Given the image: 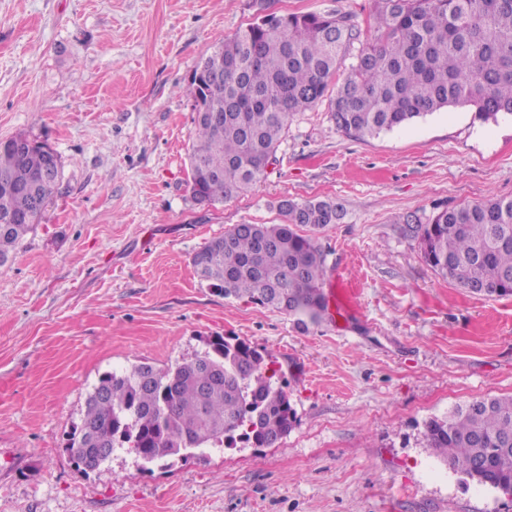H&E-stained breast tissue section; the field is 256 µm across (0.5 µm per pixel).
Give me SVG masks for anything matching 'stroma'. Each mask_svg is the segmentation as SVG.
Returning <instances> with one entry per match:
<instances>
[{
	"label": "stroma",
	"mask_w": 512,
	"mask_h": 512,
	"mask_svg": "<svg viewBox=\"0 0 512 512\" xmlns=\"http://www.w3.org/2000/svg\"><path fill=\"white\" fill-rule=\"evenodd\" d=\"M374 0H274L279 13L346 12L374 42ZM251 0H0V140L58 154L61 179L0 268V512H512V497L449 469L425 425L512 395V296L437 275L399 215L512 196V116L441 109L373 137L338 132L327 104L298 113L257 187L197 203L188 76L252 22ZM331 200L326 276L356 314L308 329L201 281L196 251L236 224H276L279 201ZM212 336L268 356L295 413L280 443L142 469H99L64 448L106 373L173 366Z\"/></svg>",
	"instance_id": "obj_1"
}]
</instances>
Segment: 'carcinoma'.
Returning <instances> with one entry per match:
<instances>
[{
	"instance_id": "obj_1",
	"label": "carcinoma",
	"mask_w": 512,
	"mask_h": 512,
	"mask_svg": "<svg viewBox=\"0 0 512 512\" xmlns=\"http://www.w3.org/2000/svg\"><path fill=\"white\" fill-rule=\"evenodd\" d=\"M255 20L216 43L188 81L196 112L190 189L211 204L267 177L288 124L328 102L336 130L373 136L447 107L484 120L512 115V0H374L378 38L357 55L335 95L329 81L358 40L357 16L279 14L252 0ZM44 145H0V267L34 231L59 182ZM279 224H236L192 257L197 275L224 297H247L306 328L328 317L324 255L316 232L343 219L333 201L278 204ZM410 225L422 258L465 291L512 296V197L439 210ZM264 351L215 336L174 367L140 363L103 375L86 400L67 452L79 462L92 438L128 448L142 466L239 437L268 448L287 436L294 412ZM428 447L479 485L512 487V396L486 397L426 423Z\"/></svg>"
}]
</instances>
